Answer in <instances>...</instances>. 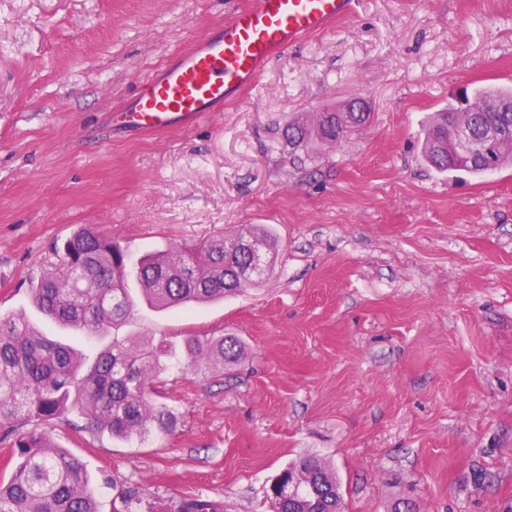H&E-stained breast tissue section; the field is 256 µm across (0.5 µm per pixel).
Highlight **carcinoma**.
Here are the masks:
<instances>
[{
	"mask_svg": "<svg viewBox=\"0 0 512 512\" xmlns=\"http://www.w3.org/2000/svg\"><path fill=\"white\" fill-rule=\"evenodd\" d=\"M490 98L512 105V87H477L466 102L456 97L434 113L424 143L432 167L484 174L512 165V112L484 109ZM351 116L349 123L333 116L326 126L298 122L285 136L297 149L312 139L336 145L369 119L362 112ZM456 120L477 134L488 125L502 127L504 147L491 150L481 163L449 165ZM244 240L265 246L262 272H267L276 242L268 230L252 224L230 240L216 238L189 251L147 254L131 270L123 264L124 249L88 226L64 243L57 261L29 289V297L76 335L104 337L132 311L134 301L126 286L131 276L155 308L185 307L237 293L244 287L238 269L249 263V256L234 245ZM239 356L234 337L205 343L190 339L179 350L165 339L114 336L90 359L68 344L49 340L23 315H0V439L10 443L16 456L12 475L0 480V512H98L84 463L56 445L52 424L76 411L91 432L143 442L173 425L174 414L157 401L155 389L156 378L173 359L231 365ZM303 470L310 476L299 478L293 497L267 493L273 512H340L344 502L335 472L322 459L306 456L286 468L283 479Z\"/></svg>",
	"mask_w": 512,
	"mask_h": 512,
	"instance_id": "obj_1",
	"label": "carcinoma"
}]
</instances>
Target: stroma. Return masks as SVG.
I'll return each instance as SVG.
<instances>
[{"mask_svg":"<svg viewBox=\"0 0 512 512\" xmlns=\"http://www.w3.org/2000/svg\"><path fill=\"white\" fill-rule=\"evenodd\" d=\"M251 0H0V314L94 354L30 303L53 245L94 226L131 259L262 224L270 272L221 301H136L123 336L236 337L241 360L160 375L173 429L144 443L53 428L99 512H271L291 461L322 458L347 512H512V168L441 173L431 113L512 86V0H357L223 111L166 132L114 111ZM353 100L335 146L283 134Z\"/></svg>","mask_w":512,"mask_h":512,"instance_id":"obj_1","label":"stroma"}]
</instances>
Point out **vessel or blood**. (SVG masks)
I'll list each match as a JSON object with an SVG mask.
<instances>
[{"label":"vessel or blood","instance_id":"1","mask_svg":"<svg viewBox=\"0 0 512 512\" xmlns=\"http://www.w3.org/2000/svg\"><path fill=\"white\" fill-rule=\"evenodd\" d=\"M355 0H255L140 82L120 112L125 129L163 131L223 110L276 56L351 13Z\"/></svg>","mask_w":512,"mask_h":512}]
</instances>
